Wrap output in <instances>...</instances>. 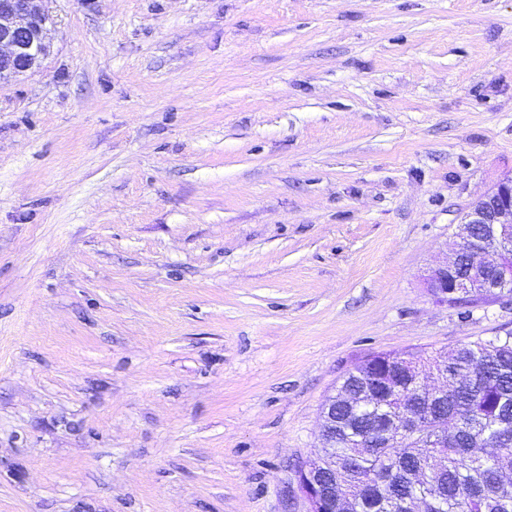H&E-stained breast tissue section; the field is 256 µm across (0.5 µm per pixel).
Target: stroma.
<instances>
[{"instance_id":"stroma-1","label":"stroma","mask_w":512,"mask_h":512,"mask_svg":"<svg viewBox=\"0 0 512 512\" xmlns=\"http://www.w3.org/2000/svg\"><path fill=\"white\" fill-rule=\"evenodd\" d=\"M0 83V512H303L374 352L512 331L423 271L512 175V0H45Z\"/></svg>"}]
</instances>
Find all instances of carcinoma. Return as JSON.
Listing matches in <instances>:
<instances>
[{"instance_id": "carcinoma-1", "label": "carcinoma", "mask_w": 512, "mask_h": 512, "mask_svg": "<svg viewBox=\"0 0 512 512\" xmlns=\"http://www.w3.org/2000/svg\"><path fill=\"white\" fill-rule=\"evenodd\" d=\"M459 380L454 394L430 399L403 376L368 393L360 379H348L381 411L420 408L440 424L453 419V427L443 448L421 447L408 435L360 448L357 413L336 398V447L317 452L336 496L354 501L355 512H408L415 498L429 501L428 512H512V331L451 350L448 385ZM486 434L500 439L494 456L476 447Z\"/></svg>"}]
</instances>
